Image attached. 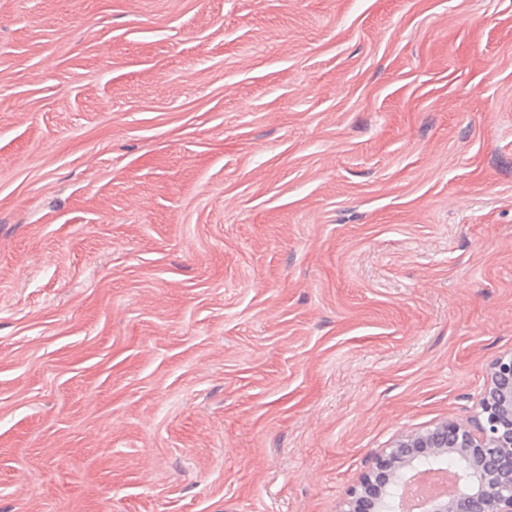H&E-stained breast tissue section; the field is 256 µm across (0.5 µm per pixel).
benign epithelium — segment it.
<instances>
[{
	"label": "benign epithelium",
	"instance_id": "benign-epithelium-1",
	"mask_svg": "<svg viewBox=\"0 0 512 512\" xmlns=\"http://www.w3.org/2000/svg\"><path fill=\"white\" fill-rule=\"evenodd\" d=\"M451 456L460 489L423 502L421 512H512V352L489 365L472 419H448L427 430L404 432L377 453L339 512H387L388 495L411 492L416 464Z\"/></svg>",
	"mask_w": 512,
	"mask_h": 512
}]
</instances>
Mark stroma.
Segmentation results:
<instances>
[{
	"mask_svg": "<svg viewBox=\"0 0 512 512\" xmlns=\"http://www.w3.org/2000/svg\"><path fill=\"white\" fill-rule=\"evenodd\" d=\"M512 350V0H0V512H338Z\"/></svg>",
	"mask_w": 512,
	"mask_h": 512,
	"instance_id": "stroma-1",
	"label": "stroma"
}]
</instances>
